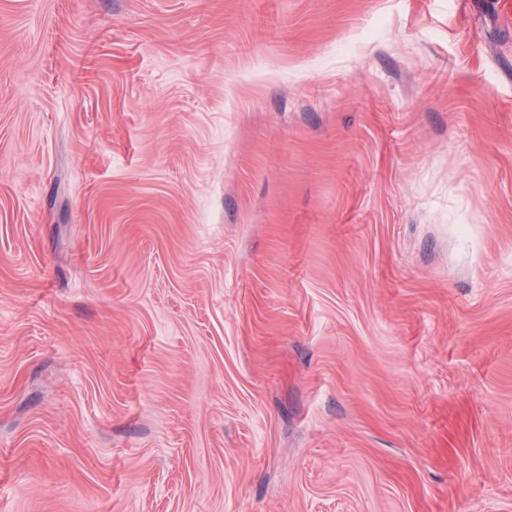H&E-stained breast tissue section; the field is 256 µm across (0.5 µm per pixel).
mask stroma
<instances>
[{"label":"stroma","instance_id":"1","mask_svg":"<svg viewBox=\"0 0 512 512\" xmlns=\"http://www.w3.org/2000/svg\"><path fill=\"white\" fill-rule=\"evenodd\" d=\"M0 512H512V0H0Z\"/></svg>","mask_w":512,"mask_h":512}]
</instances>
